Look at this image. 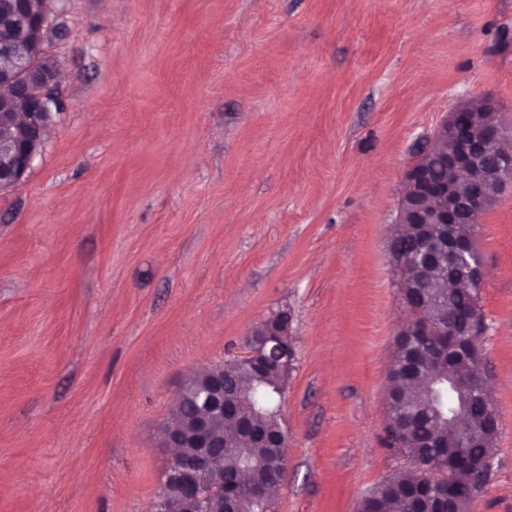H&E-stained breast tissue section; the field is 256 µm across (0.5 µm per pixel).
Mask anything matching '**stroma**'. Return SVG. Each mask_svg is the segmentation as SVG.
Masks as SVG:
<instances>
[{
	"label": "stroma",
	"instance_id": "35a3bbf8",
	"mask_svg": "<svg viewBox=\"0 0 512 512\" xmlns=\"http://www.w3.org/2000/svg\"><path fill=\"white\" fill-rule=\"evenodd\" d=\"M61 103L0 191V512H152L194 372L292 321L271 512H357L386 448L389 255L416 147L512 123V0H67ZM501 423L470 512H512V191L477 226Z\"/></svg>",
	"mask_w": 512,
	"mask_h": 512
}]
</instances>
